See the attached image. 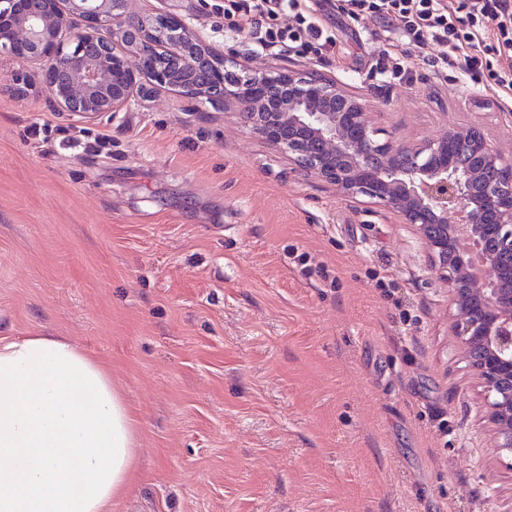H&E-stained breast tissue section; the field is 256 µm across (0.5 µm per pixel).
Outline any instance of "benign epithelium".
<instances>
[{
    "label": "benign epithelium",
    "instance_id": "1",
    "mask_svg": "<svg viewBox=\"0 0 512 512\" xmlns=\"http://www.w3.org/2000/svg\"><path fill=\"white\" fill-rule=\"evenodd\" d=\"M29 86L83 120L120 112L146 85L217 105L305 175L363 196L415 226L449 287L451 327L484 391L497 457H512V156L475 123L406 143L374 126L362 95L288 66L249 67L183 18L129 11V0H0V55ZM239 71H233V68Z\"/></svg>",
    "mask_w": 512,
    "mask_h": 512
}]
</instances>
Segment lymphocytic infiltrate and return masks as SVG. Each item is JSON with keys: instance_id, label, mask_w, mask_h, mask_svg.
Masks as SVG:
<instances>
[{"instance_id": "lymphocytic-infiltrate-1", "label": "lymphocytic infiltrate", "mask_w": 512, "mask_h": 512, "mask_svg": "<svg viewBox=\"0 0 512 512\" xmlns=\"http://www.w3.org/2000/svg\"><path fill=\"white\" fill-rule=\"evenodd\" d=\"M352 19L373 17L400 41L424 51L439 47L441 70L479 71L486 56L501 101L512 100V0H337ZM224 17L260 48L307 47L315 56L334 51L337 39L305 12L302 0H224Z\"/></svg>"}]
</instances>
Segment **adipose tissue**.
Segmentation results:
<instances>
[{"label":"adipose tissue","mask_w":512,"mask_h":512,"mask_svg":"<svg viewBox=\"0 0 512 512\" xmlns=\"http://www.w3.org/2000/svg\"><path fill=\"white\" fill-rule=\"evenodd\" d=\"M137 446L130 408L86 349L0 338V512H110Z\"/></svg>","instance_id":"obj_1"}]
</instances>
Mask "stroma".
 <instances>
[{
  "label": "stroma",
  "mask_w": 512,
  "mask_h": 512,
  "mask_svg": "<svg viewBox=\"0 0 512 512\" xmlns=\"http://www.w3.org/2000/svg\"><path fill=\"white\" fill-rule=\"evenodd\" d=\"M224 0H130L189 21L252 67L362 93L400 139L481 124L512 154L488 70L441 72L331 7L324 58L253 51ZM0 56V337L66 336L108 365L138 421L137 479L112 512H512L448 287L411 225L305 178L232 102L151 91L86 122ZM375 65L381 73L388 74L390 78L398 81L408 79L411 74L403 53L399 56L397 53L384 51L379 55Z\"/></svg>",
  "instance_id": "35a3bbf8"
}]
</instances>
